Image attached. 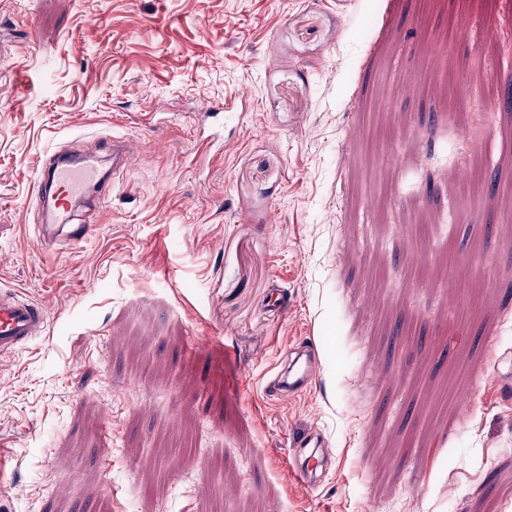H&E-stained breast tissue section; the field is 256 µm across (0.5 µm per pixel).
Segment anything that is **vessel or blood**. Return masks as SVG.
Masks as SVG:
<instances>
[{
    "instance_id": "obj_1",
    "label": "vessel or blood",
    "mask_w": 512,
    "mask_h": 512,
    "mask_svg": "<svg viewBox=\"0 0 512 512\" xmlns=\"http://www.w3.org/2000/svg\"><path fill=\"white\" fill-rule=\"evenodd\" d=\"M131 157L123 143H114L112 170L103 172L97 159L88 155L54 154L43 161L35 182L37 194H50L45 219L56 231L65 232L69 244L82 242L92 225L75 221L74 205L88 196L104 203L112 193V172L124 170ZM46 327L43 307L19 296L0 298V353L16 352L41 335ZM315 365L313 353L298 349L294 360L270 384L275 396L285 400L302 393L310 383Z\"/></svg>"
}]
</instances>
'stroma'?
Instances as JSON below:
<instances>
[{
    "label": "stroma",
    "instance_id": "stroma-1",
    "mask_svg": "<svg viewBox=\"0 0 512 512\" xmlns=\"http://www.w3.org/2000/svg\"><path fill=\"white\" fill-rule=\"evenodd\" d=\"M116 139L92 236L45 245L41 160ZM13 290L47 326L0 355V512H512V0H0ZM295 353L294 360L288 363V370L283 369L270 383L272 392L280 400L302 393L316 370L312 350L301 348Z\"/></svg>",
    "mask_w": 512,
    "mask_h": 512
}]
</instances>
